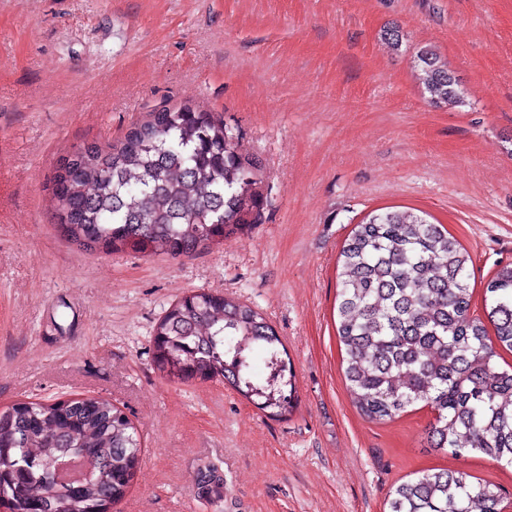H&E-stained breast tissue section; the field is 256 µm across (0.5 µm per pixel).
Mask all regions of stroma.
<instances>
[{"label":"stroma","mask_w":512,"mask_h":512,"mask_svg":"<svg viewBox=\"0 0 512 512\" xmlns=\"http://www.w3.org/2000/svg\"><path fill=\"white\" fill-rule=\"evenodd\" d=\"M423 47L464 104L430 101ZM185 103L261 161L260 223L181 260L66 240L50 202L60 161ZM408 208L471 255L482 314L512 262V0H0V408L122 409L142 455L114 512H387L394 486L442 469L512 502V467L430 447V406L375 422L346 389L340 251L356 224ZM198 290L264 312L294 369L291 414L157 371L159 319ZM215 471L218 497L199 484Z\"/></svg>","instance_id":"stroma-1"}]
</instances>
